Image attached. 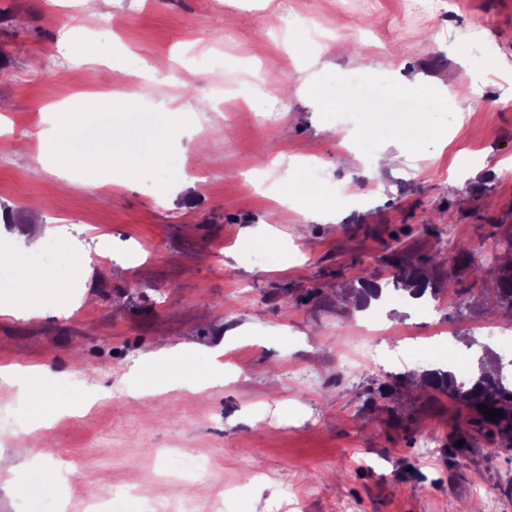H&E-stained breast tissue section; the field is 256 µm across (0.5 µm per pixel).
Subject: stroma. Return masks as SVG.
<instances>
[{"instance_id":"35a3bbf8","label":"stroma","mask_w":512,"mask_h":512,"mask_svg":"<svg viewBox=\"0 0 512 512\" xmlns=\"http://www.w3.org/2000/svg\"><path fill=\"white\" fill-rule=\"evenodd\" d=\"M49 0H0V100L17 118L18 151L0 153V202L24 230L78 227L75 287L45 294L19 280L12 294L38 308L0 315V367L45 373L32 400L0 384V428H37L43 447L99 444L93 464L31 460L18 441L8 454L57 484L53 502L82 512L88 497L111 512H165L185 500L203 512L215 487L233 488L224 512H512V452L484 439L457 451L466 412L448 397L406 382L418 349L390 336L467 341L512 357V317L489 305L459 250L490 266L512 225V0H442L434 14L405 0H113L100 17L77 0L64 35L44 21ZM113 20L114 40L85 47L87 27ZM215 50L217 66L196 54ZM104 72L89 83L87 63ZM145 62L140 101L117 110L112 96ZM367 97L420 77L417 112H370L336 96L360 68ZM82 114L41 161L26 145L47 106ZM273 112L259 128L253 114ZM358 132L366 153L413 137L411 164L385 170L381 196L366 194L362 168L337 146V126ZM93 144L106 153L150 154L149 169L77 171L61 187L57 148ZM192 153L213 171L186 202L181 172L166 156ZM319 165L329 190L346 186L338 219L311 221L273 197ZM441 253L454 280L427 311L391 298L395 258L417 264ZM361 275L386 295L371 307L384 333L342 297ZM500 327L489 338L481 326ZM369 346L372 370L345 373L344 351ZM82 375L86 401L65 406ZM396 384L388 398L369 390ZM434 448L423 451L422 436ZM189 446L214 456L209 486L152 481L138 496L110 499L112 484L160 468L155 448Z\"/></svg>"}]
</instances>
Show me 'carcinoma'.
Segmentation results:
<instances>
[{"label":"carcinoma","mask_w":512,"mask_h":512,"mask_svg":"<svg viewBox=\"0 0 512 512\" xmlns=\"http://www.w3.org/2000/svg\"><path fill=\"white\" fill-rule=\"evenodd\" d=\"M501 255L495 256V267L490 271L493 276L492 288L488 289L493 304L512 316V231L498 243ZM394 287H404L408 295L421 300L429 297L439 299L440 284L431 278L398 260L392 263ZM504 365L498 359L485 353L480 358L479 373L469 383L460 382L450 370L429 369L420 372L417 380L424 390L432 389L469 413L468 425L478 435H486L501 449L512 451V385L503 380ZM498 409L502 418L498 421L487 419L479 410V405Z\"/></svg>","instance_id":"cac0c4a2"}]
</instances>
